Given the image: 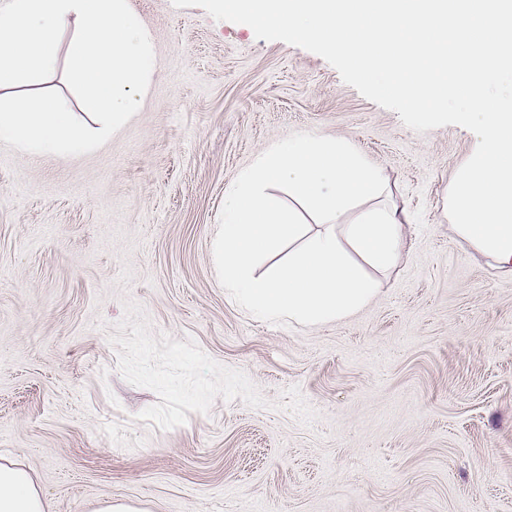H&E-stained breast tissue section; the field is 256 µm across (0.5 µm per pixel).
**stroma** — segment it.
<instances>
[{
  "label": "stroma",
  "mask_w": 512,
  "mask_h": 512,
  "mask_svg": "<svg viewBox=\"0 0 512 512\" xmlns=\"http://www.w3.org/2000/svg\"><path fill=\"white\" fill-rule=\"evenodd\" d=\"M130 4L157 60L137 114L77 157L0 141V457L49 512H512V272L444 216L469 131L417 133L320 56L202 8ZM294 132L352 144L408 213L398 265L338 322L256 320L216 275L225 187ZM127 299L272 403L299 386L316 419L218 398L170 430L137 420L158 397L107 340Z\"/></svg>",
  "instance_id": "stroma-1"
}]
</instances>
